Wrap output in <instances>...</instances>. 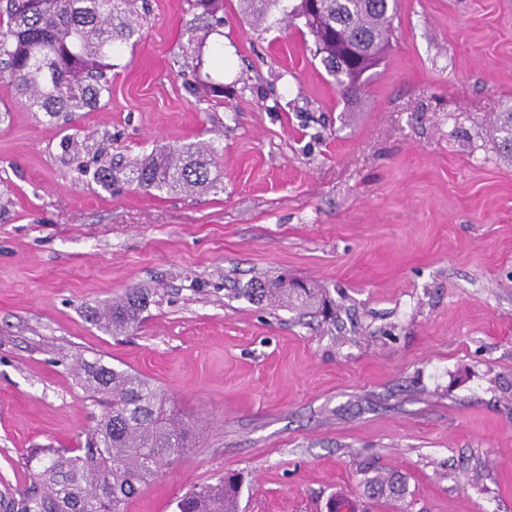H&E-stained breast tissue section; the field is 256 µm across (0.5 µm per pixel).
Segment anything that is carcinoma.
Masks as SVG:
<instances>
[{
	"label": "carcinoma",
	"instance_id": "1",
	"mask_svg": "<svg viewBox=\"0 0 512 512\" xmlns=\"http://www.w3.org/2000/svg\"><path fill=\"white\" fill-rule=\"evenodd\" d=\"M397 0H240L250 25L293 23L313 11L314 55L320 58L348 104L358 101L368 84L370 59L382 60L392 31ZM196 19L215 15L223 0H188ZM6 26L0 27V70L7 73L24 104L48 121L69 120L96 109L109 94L112 57L140 36L143 17L137 0H9ZM498 147L512 155V112H503L492 129ZM62 149L81 178L88 175L101 188L120 182L145 191L168 190L186 195L217 188L211 178V151L196 143L162 147L141 158L108 152L105 141L91 161L81 159L88 146L64 138ZM240 294L257 304L299 308L329 315L323 290L280 278H255ZM149 305L141 288L93 314L107 331L121 333L137 326ZM77 369L104 411L87 434L84 447L34 454L31 484L0 512H116L113 505L135 497L146 482L180 457L188 430L167 398L146 378L112 368L99 359H81ZM371 498L402 499L406 478L377 474L364 480ZM239 479L222 476L177 503L178 512H237Z\"/></svg>",
	"mask_w": 512,
	"mask_h": 512
}]
</instances>
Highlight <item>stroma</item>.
<instances>
[{"mask_svg":"<svg viewBox=\"0 0 512 512\" xmlns=\"http://www.w3.org/2000/svg\"><path fill=\"white\" fill-rule=\"evenodd\" d=\"M100 108L29 112L0 76V495L35 448H74L100 417L78 357L140 374L190 428L125 512H176L243 480L239 512H512V0H398L393 38L347 109L305 27L219 33L187 0H145ZM224 86L194 93L197 75ZM115 154L207 143L218 187L109 193L75 180L65 135ZM288 275L336 320L234 291ZM147 288L119 334L91 309ZM405 475L372 500L368 468ZM491 131L498 141V147L512 155V112H502L499 122Z\"/></svg>","mask_w":512,"mask_h":512,"instance_id":"obj_1","label":"stroma"}]
</instances>
